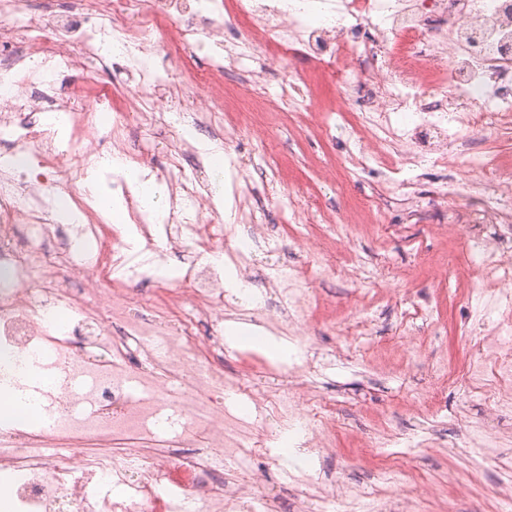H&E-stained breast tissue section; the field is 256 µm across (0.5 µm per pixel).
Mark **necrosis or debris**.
Segmentation results:
<instances>
[{
	"label": "necrosis or debris",
	"instance_id": "4bbe7bcc",
	"mask_svg": "<svg viewBox=\"0 0 512 512\" xmlns=\"http://www.w3.org/2000/svg\"><path fill=\"white\" fill-rule=\"evenodd\" d=\"M26 13L27 0H0V138L28 156L24 171L0 169V184L10 185L0 188V277L8 281L0 286V352L14 363L12 375L0 371V383L20 385L32 366L52 384L36 392L41 424H0L11 512H163L161 492L171 485L204 512H256L252 499L224 484L227 461L258 445L253 425L224 405V339L194 331L224 304L220 272L186 271L192 286L183 297L159 298L144 317L127 285L131 245L105 224L88 191L72 195L82 223H50L57 176L67 163L84 176L95 170L97 141L126 152L130 114L118 98L137 102L151 121L200 127L196 101L223 96L224 69L218 63L196 74L184 54L207 46L220 60L225 28L246 26L241 46L250 55L284 64L303 53L340 88L365 89L343 115L351 137L368 146L367 155H350L351 165L385 164L393 143L408 142L415 151L406 163L427 151L441 165L453 152L464 169L511 188L499 175L494 139L512 133V0H71L70 18L44 16L32 27L21 22ZM75 45L118 57L135 85L92 106L82 101L83 87L57 92V75L79 65ZM157 50L180 62L169 83L181 104L174 115L151 103L160 85ZM289 77L266 98V111L311 110L304 75ZM50 112L81 113L70 133L79 150L63 149L46 122ZM105 112L110 121H102ZM399 112L410 122H397ZM442 112L454 113L455 125L441 122ZM473 132L487 137L475 154ZM170 168L181 188L170 203L179 236L206 257L224 244L223 225L203 221L206 169L183 173L176 157ZM475 221L487 231L475 262L497 274L498 288L490 298L475 288L469 295L501 319L476 344V370L465 380L497 414L512 410V211L487 204ZM61 310L87 326L88 339L58 323ZM254 402L298 429V447H327L334 418L312 389ZM181 447L197 453L174 457Z\"/></svg>",
	"mask_w": 512,
	"mask_h": 512
}]
</instances>
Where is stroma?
Here are the masks:
<instances>
[{
	"mask_svg": "<svg viewBox=\"0 0 512 512\" xmlns=\"http://www.w3.org/2000/svg\"><path fill=\"white\" fill-rule=\"evenodd\" d=\"M252 59L224 64V142L237 168L238 184L247 189V209L256 223L235 219L224 239L225 252L238 251L241 232L252 246L241 278L247 293L224 295L218 323L201 322L197 333L243 323L259 334L280 314L278 281L297 267L307 270L311 305L296 317L304 338L298 373L291 374L259 346L225 344L224 403L263 427L270 455L253 457L256 481L250 495L271 500L276 512H346L330 502L324 483L337 481L358 494V512H512V444L487 453L468 446L466 428L483 423L488 407L465 384L471 347L480 333L494 328L496 315H475L464 304L448 266L469 268L481 231L465 224L463 238L452 245L444 232L449 214L466 219L484 203L464 185L456 159L438 166L424 160L392 173L390 166L347 169L343 158L353 144L339 116L330 115L339 98L307 57L290 68L263 71L264 86L278 87L288 70L308 75L313 110L301 125L281 121L269 132L276 161L265 164L253 135L263 124L259 112H245L238 97V73L254 70ZM94 81L87 103L98 95L132 84L113 59L89 61ZM179 130L132 122L129 148L144 155V169L164 174L168 158L181 146ZM155 257L169 276L146 273L133 283L143 300L163 288L178 287L194 250L191 240L171 247L157 232ZM351 262L350 277L337 275L335 263ZM414 330L419 341L396 349L397 336ZM452 365L454 372L433 400L429 369ZM255 392L286 391L307 382L330 404L336 418V447L312 454L307 466L315 481L303 484L281 451L280 424L266 421L240 393V381ZM421 481L438 482L440 495L411 498Z\"/></svg>",
	"mask_w": 512,
	"mask_h": 512,
	"instance_id": "stroma-1",
	"label": "stroma"
}]
</instances>
